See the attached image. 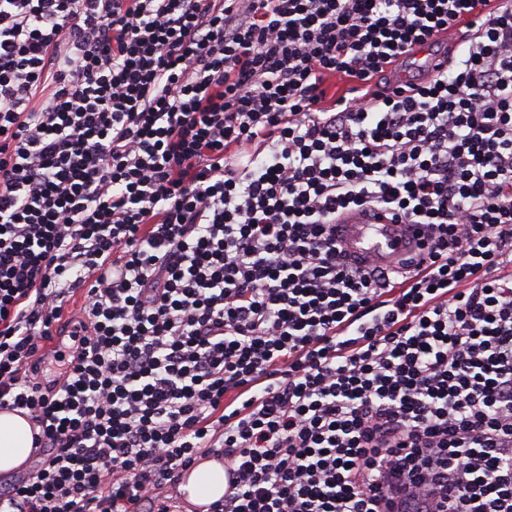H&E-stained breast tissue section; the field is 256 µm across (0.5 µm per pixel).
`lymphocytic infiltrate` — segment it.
<instances>
[{"label": "lymphocytic infiltrate", "instance_id": "obj_1", "mask_svg": "<svg viewBox=\"0 0 512 512\" xmlns=\"http://www.w3.org/2000/svg\"><path fill=\"white\" fill-rule=\"evenodd\" d=\"M487 2L0 0V410L36 458L0 512H173L211 454L207 512H512V0ZM352 207L426 225L423 257L345 259ZM180 489L187 493L188 501L196 506L219 500L224 495V465L215 461L197 464Z\"/></svg>", "mask_w": 512, "mask_h": 512}]
</instances>
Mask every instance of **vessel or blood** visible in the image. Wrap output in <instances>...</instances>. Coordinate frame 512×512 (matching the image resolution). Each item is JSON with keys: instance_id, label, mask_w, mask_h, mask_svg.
Instances as JSON below:
<instances>
[{"instance_id": "1", "label": "vessel or blood", "mask_w": 512, "mask_h": 512, "mask_svg": "<svg viewBox=\"0 0 512 512\" xmlns=\"http://www.w3.org/2000/svg\"><path fill=\"white\" fill-rule=\"evenodd\" d=\"M425 241L423 225L397 222L383 211L352 208L336 221V244L344 256L383 267L399 256L420 252Z\"/></svg>"}]
</instances>
